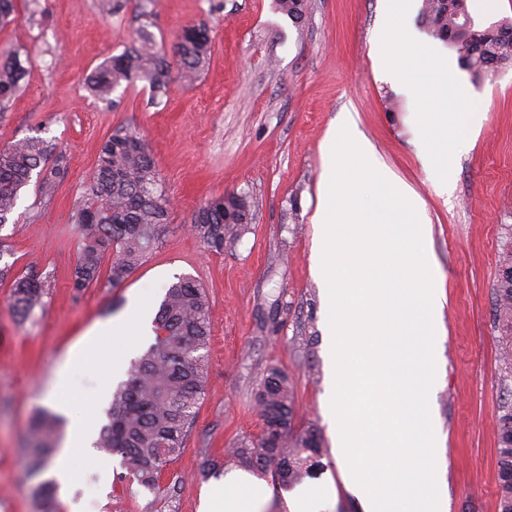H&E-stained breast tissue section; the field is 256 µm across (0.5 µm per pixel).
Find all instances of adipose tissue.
<instances>
[{
  "mask_svg": "<svg viewBox=\"0 0 512 512\" xmlns=\"http://www.w3.org/2000/svg\"><path fill=\"white\" fill-rule=\"evenodd\" d=\"M396 73L405 75L416 94L430 104L421 123V135L430 163L446 166L449 156L464 152L469 144L465 135L475 122L469 112L464 91L457 83L454 69L437 45L420 42L414 29L405 24L403 9H394L390 30L379 41ZM116 358L90 355L86 348L72 351L57 367L47 392L56 410L69 420L57 453L58 464H66L75 454L91 455L94 433L88 429L87 417L93 416L98 399L106 395L116 371ZM95 370L99 388L97 396L83 400L85 421H77L73 404L57 400L56 395L68 387L77 372ZM270 495L266 482L247 473H225L222 483L206 490L201 497L200 512H262Z\"/></svg>",
  "mask_w": 512,
  "mask_h": 512,
  "instance_id": "ef3b65f1",
  "label": "adipose tissue"
}]
</instances>
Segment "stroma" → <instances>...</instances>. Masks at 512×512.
I'll return each instance as SVG.
<instances>
[{
  "instance_id": "obj_1",
  "label": "stroma",
  "mask_w": 512,
  "mask_h": 512,
  "mask_svg": "<svg viewBox=\"0 0 512 512\" xmlns=\"http://www.w3.org/2000/svg\"><path fill=\"white\" fill-rule=\"evenodd\" d=\"M389 8L388 0H306L296 22L275 0H24L0 27V55L27 59L21 89L0 115V148L40 136L67 159L53 192L31 180L0 227L14 272H35L47 285L44 307L24 318L11 305L10 280L0 281V337L9 339L0 345V512H71L61 496L36 494L30 421L48 408L56 367L73 347L137 299L157 311L180 277L203 287L211 333L191 432L156 493L116 456L100 494L96 465L73 460L84 512H198L225 469V450L260 433L257 396L273 369L293 390L294 428L324 440L304 486L322 494L325 512H357L326 421V308L313 269L323 141L342 112L354 114L432 226L446 328L432 412L444 438L447 512H498L497 422L512 410V335L498 327L494 285L498 257L512 247V61L477 83L455 65L478 122L447 177L435 178L422 160L426 105L376 49ZM194 25L210 39L194 81L174 72L159 94L139 80L121 84L107 104L90 95L85 77L104 61L145 41L172 54L176 34ZM120 125L152 154L169 220L123 282L103 274L78 290L72 272L84 241L73 214L101 144ZM228 191L249 195L253 220L215 253L190 226L205 200Z\"/></svg>"
}]
</instances>
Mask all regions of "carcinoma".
Listing matches in <instances>:
<instances>
[{
  "label": "carcinoma",
  "mask_w": 512,
  "mask_h": 512,
  "mask_svg": "<svg viewBox=\"0 0 512 512\" xmlns=\"http://www.w3.org/2000/svg\"><path fill=\"white\" fill-rule=\"evenodd\" d=\"M277 8L298 20L304 0H276ZM466 0H422L421 20L436 39L455 47L472 81L479 82L498 65L512 61V24L501 22L478 28ZM210 50L205 29L185 28L175 36L174 55L184 78L193 80ZM24 68L19 57L0 63V112L20 90ZM169 76L166 56L144 43L109 58L87 77L90 94L111 102L121 83L145 80L153 91L164 88ZM66 157L54 143L40 136H26L0 149V227L13 214L32 174L41 187L51 190ZM169 214L159 187L153 158L145 143L132 131H113L102 146L86 193L74 215L85 247L73 271L77 289L97 279L102 258L110 253L112 284L126 279L157 244ZM252 220L250 198L238 192L209 199L192 219L193 230L213 251L237 236L238 224ZM11 246L0 238V279L12 278L13 308L27 316L43 305L44 281L32 273L13 275V265L3 261ZM498 324L512 331V280L498 277L495 284ZM152 344L129 370V378L112 393L109 423L102 427L96 447L121 457V464L140 486L155 491L166 466L180 454L194 422L205 382V354L209 338L207 298L194 279L181 277L167 288L154 318ZM263 417L260 434L228 453L241 464L266 472L275 465L285 485L299 483L318 465L325 449L313 429L293 430V395L286 376L272 372L258 394ZM60 418L47 411L31 425L33 466L42 468L53 452ZM498 509L512 512V411L499 419Z\"/></svg>",
  "instance_id": "carcinoma-1"
}]
</instances>
